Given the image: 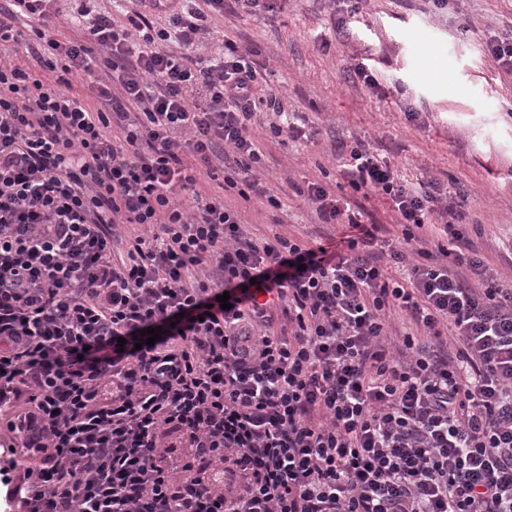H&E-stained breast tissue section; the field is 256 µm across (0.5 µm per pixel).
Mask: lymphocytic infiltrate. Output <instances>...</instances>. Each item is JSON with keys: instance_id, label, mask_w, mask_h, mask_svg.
<instances>
[{"instance_id": "obj_1", "label": "lymphocytic infiltrate", "mask_w": 512, "mask_h": 512, "mask_svg": "<svg viewBox=\"0 0 512 512\" xmlns=\"http://www.w3.org/2000/svg\"><path fill=\"white\" fill-rule=\"evenodd\" d=\"M58 2L0 6V52L33 59L0 61V414L38 451L0 457L9 512H512V288L462 252L455 199L359 142L340 174L400 238L311 182L335 246L246 240L225 193L279 200L254 175L256 69L230 39L198 52L224 0H130L122 23L78 0L64 42ZM100 69L91 104L71 77ZM429 225L452 245L420 248ZM393 309L425 330L396 352ZM62 12L61 16L57 19H54L51 22L52 31L54 36L61 40L65 41L70 37H73L78 29V24L75 22V19L72 17L71 6L75 8L74 2H59Z\"/></svg>"}]
</instances>
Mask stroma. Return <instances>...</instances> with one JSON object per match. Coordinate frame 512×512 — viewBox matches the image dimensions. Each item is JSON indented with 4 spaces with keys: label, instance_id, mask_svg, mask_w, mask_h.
I'll use <instances>...</instances> for the list:
<instances>
[{
    "label": "stroma",
    "instance_id": "1",
    "mask_svg": "<svg viewBox=\"0 0 512 512\" xmlns=\"http://www.w3.org/2000/svg\"><path fill=\"white\" fill-rule=\"evenodd\" d=\"M340 17L350 35L335 32ZM223 31L256 64L260 179L280 201L275 209L228 195L249 238L337 235L297 192L312 180L355 197L388 236H400L391 202L353 192L339 173L336 143L361 141L405 179L464 193L467 238L499 284L512 286V75L487 48L512 31V0H447L442 9L427 0H290L286 10L263 16L228 6ZM358 62L372 68L380 95L346 80ZM272 94L304 119V137L272 138Z\"/></svg>",
    "mask_w": 512,
    "mask_h": 512
}]
</instances>
